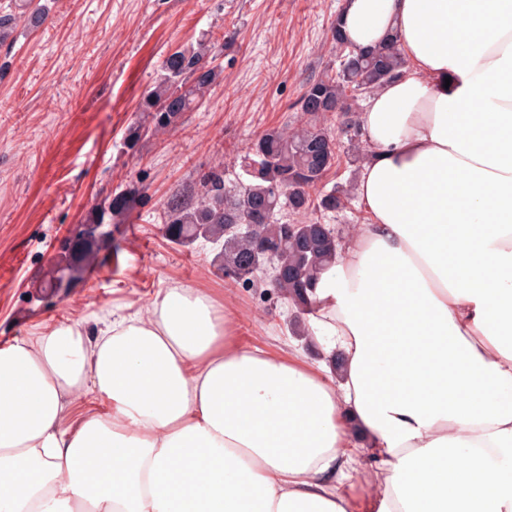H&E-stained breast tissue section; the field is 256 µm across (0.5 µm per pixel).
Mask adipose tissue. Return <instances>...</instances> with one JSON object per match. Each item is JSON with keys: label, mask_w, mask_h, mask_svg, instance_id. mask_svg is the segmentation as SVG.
I'll use <instances>...</instances> for the list:
<instances>
[{"label": "adipose tissue", "mask_w": 512, "mask_h": 512, "mask_svg": "<svg viewBox=\"0 0 512 512\" xmlns=\"http://www.w3.org/2000/svg\"><path fill=\"white\" fill-rule=\"evenodd\" d=\"M401 76L364 103L358 234L310 323L344 364L237 342L210 293L158 289L96 339L0 344V512H512V0H343ZM103 409L65 418L76 393ZM352 458L351 478L344 481L340 489L354 497L358 512H368L370 504L383 493L380 465L369 455L368 448H354Z\"/></svg>", "instance_id": "obj_1"}]
</instances>
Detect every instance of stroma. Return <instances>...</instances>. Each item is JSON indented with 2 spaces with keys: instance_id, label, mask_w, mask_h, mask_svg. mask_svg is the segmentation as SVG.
<instances>
[{
  "instance_id": "obj_1",
  "label": "stroma",
  "mask_w": 512,
  "mask_h": 512,
  "mask_svg": "<svg viewBox=\"0 0 512 512\" xmlns=\"http://www.w3.org/2000/svg\"><path fill=\"white\" fill-rule=\"evenodd\" d=\"M47 6L36 29L19 28L0 48V343L30 338L61 322L96 337L114 308L146 318L160 288L210 292L239 339L285 356H314L323 343L293 325L299 315L263 289L225 279L218 245L171 241L164 207L201 169L237 160L265 131L305 122L295 106L310 79L339 68L332 27L342 0H35ZM215 43L222 81L198 109L134 149L138 107L174 52L201 37ZM339 141L323 190L355 184L363 136L342 133L337 114L319 119ZM137 201L110 211L130 189ZM104 221L112 238L70 241L74 225ZM77 267L61 297L44 298L53 269ZM341 489L368 512L381 497L379 465L352 452Z\"/></svg>"
}]
</instances>
